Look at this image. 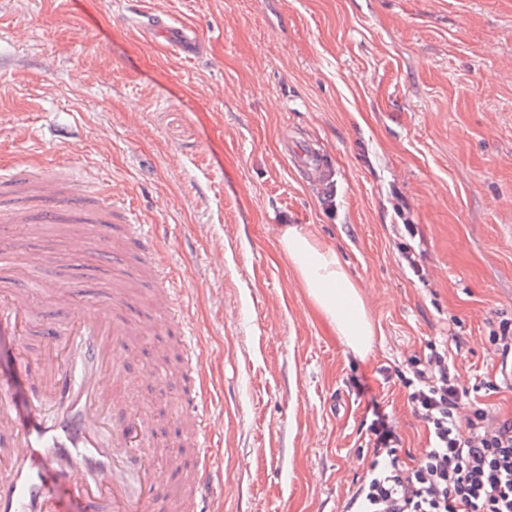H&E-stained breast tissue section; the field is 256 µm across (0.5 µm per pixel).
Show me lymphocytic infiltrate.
Returning <instances> with one entry per match:
<instances>
[{
    "instance_id": "obj_1",
    "label": "lymphocytic infiltrate",
    "mask_w": 512,
    "mask_h": 512,
    "mask_svg": "<svg viewBox=\"0 0 512 512\" xmlns=\"http://www.w3.org/2000/svg\"><path fill=\"white\" fill-rule=\"evenodd\" d=\"M397 377L429 444L406 464L388 414L371 402L365 439L373 460L351 498L352 512H512V419L478 402L459 415L469 393L455 381L447 344L427 342Z\"/></svg>"
}]
</instances>
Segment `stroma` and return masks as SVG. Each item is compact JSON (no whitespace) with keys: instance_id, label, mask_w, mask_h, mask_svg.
<instances>
[{"instance_id":"stroma-1","label":"stroma","mask_w":512,"mask_h":512,"mask_svg":"<svg viewBox=\"0 0 512 512\" xmlns=\"http://www.w3.org/2000/svg\"><path fill=\"white\" fill-rule=\"evenodd\" d=\"M135 6L189 23L199 44L143 37ZM301 143L326 154L327 180L294 166ZM62 155L158 238L205 364L193 383L145 381L175 342L147 329L126 402H160L163 432L202 394L223 512H345L372 460L373 396L400 457L419 459L428 432L392 373L435 338L459 337L460 386L512 417V389L482 387L501 371L489 332L512 318V0H0V171ZM284 224L333 246L359 285L368 359L297 285ZM397 224L418 228L424 279ZM76 230L80 252L54 225L0 223L1 243H23L0 274L96 299L101 240ZM22 347L38 356L43 339L0 336L21 406L38 393ZM403 226V234L404 241L400 243V252L403 256V259L406 261L408 268L411 270L413 275L418 277V279H423L422 268L415 260V256L412 252V245L407 241V238L412 240L417 235V228L413 224H402Z\"/></svg>"}]
</instances>
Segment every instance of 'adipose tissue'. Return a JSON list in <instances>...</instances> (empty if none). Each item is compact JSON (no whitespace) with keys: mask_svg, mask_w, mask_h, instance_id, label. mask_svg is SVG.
<instances>
[{"mask_svg":"<svg viewBox=\"0 0 512 512\" xmlns=\"http://www.w3.org/2000/svg\"><path fill=\"white\" fill-rule=\"evenodd\" d=\"M277 242L315 310L347 348L358 356H368L374 345L375 326L357 283L335 248L292 224L280 228Z\"/></svg>","mask_w":512,"mask_h":512,"instance_id":"obj_1","label":"adipose tissue"}]
</instances>
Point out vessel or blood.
Instances as JSON below:
<instances>
[{"label":"vessel or blood","instance_id":"obj_1","mask_svg":"<svg viewBox=\"0 0 512 512\" xmlns=\"http://www.w3.org/2000/svg\"><path fill=\"white\" fill-rule=\"evenodd\" d=\"M307 176L324 173L323 156L304 145L293 155ZM124 225L154 269L151 311L153 320L173 322L180 313L172 305L174 290L164 270L158 269L156 247L148 225L120 206L115 197L74 184L70 173L45 175L19 163L0 173V221L10 224ZM139 271L124 275V287L113 289L96 305L69 302L66 294L45 290L48 304L69 303L68 319L43 328L49 339L47 354L34 364L44 396L62 406L45 420L37 407L15 410L10 400L13 384L0 378V444L14 448L0 459V512H64L55 489L77 474L92 478L83 491V512H146L161 475L164 449L152 440L149 412L125 411L115 416L114 387L126 386L122 360L130 355L140 322L128 319L124 307L131 298L126 288L137 285ZM36 303L27 290L0 293V336H27L36 318ZM206 402L191 401L182 422L194 448L200 449L194 477L176 483L171 495L175 512H200L199 503L212 492L214 463L204 455ZM170 469L177 462L168 461Z\"/></svg>","mask_w":512,"mask_h":512}]
</instances>
